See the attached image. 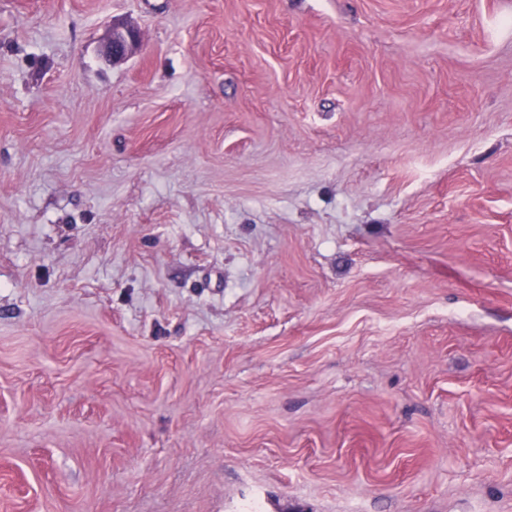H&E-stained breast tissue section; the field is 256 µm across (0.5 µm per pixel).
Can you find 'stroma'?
<instances>
[{"mask_svg": "<svg viewBox=\"0 0 512 512\" xmlns=\"http://www.w3.org/2000/svg\"><path fill=\"white\" fill-rule=\"evenodd\" d=\"M0 512H512V0H0ZM139 42V33L135 27L114 22L104 39L103 56L112 64L125 61L136 51Z\"/></svg>", "mask_w": 512, "mask_h": 512, "instance_id": "35a3bbf8", "label": "stroma"}]
</instances>
